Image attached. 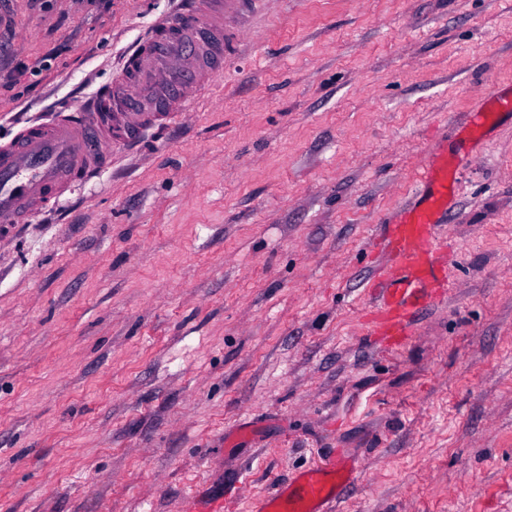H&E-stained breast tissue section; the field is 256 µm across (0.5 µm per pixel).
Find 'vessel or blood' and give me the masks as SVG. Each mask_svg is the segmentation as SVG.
Segmentation results:
<instances>
[{
    "mask_svg": "<svg viewBox=\"0 0 512 512\" xmlns=\"http://www.w3.org/2000/svg\"><path fill=\"white\" fill-rule=\"evenodd\" d=\"M243 0H181L175 18L148 35L109 86L79 110L26 126L0 144V230L9 231L33 213L53 208L76 181L112 164V133L128 140L143 136L148 124L178 120L198 91L224 70L227 37L224 15ZM512 113V94L484 98L468 122L484 130ZM418 191L398 219L386 225L383 250L395 268L370 285L373 320L382 341L401 343L436 289L447 287L449 259L434 227L462 189L448 157L434 151L420 165ZM345 462L331 458L301 471L275 493L256 500L254 512H333L337 479Z\"/></svg>",
    "mask_w": 512,
    "mask_h": 512,
    "instance_id": "b4317fda",
    "label": "vessel or blood"
}]
</instances>
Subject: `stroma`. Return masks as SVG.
<instances>
[{"instance_id":"stroma-1","label":"stroma","mask_w":512,"mask_h":512,"mask_svg":"<svg viewBox=\"0 0 512 512\" xmlns=\"http://www.w3.org/2000/svg\"><path fill=\"white\" fill-rule=\"evenodd\" d=\"M177 0H0V143L107 86ZM181 120L0 234V512H184L336 455L337 512H512V0H256ZM466 159L450 286L367 334L373 250ZM512 94L497 91L484 98L476 110L470 113L468 122L473 128L482 132L493 125L502 115L512 114Z\"/></svg>"}]
</instances>
